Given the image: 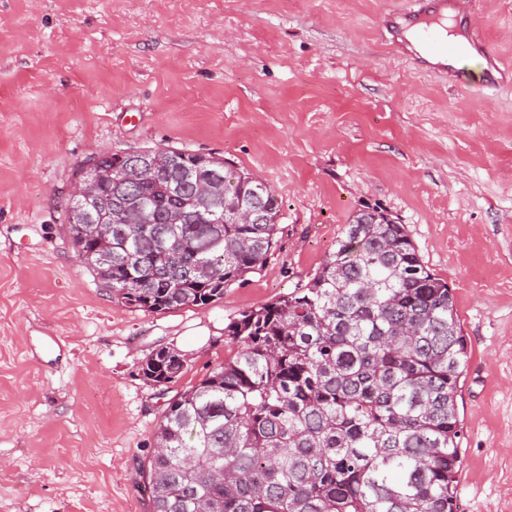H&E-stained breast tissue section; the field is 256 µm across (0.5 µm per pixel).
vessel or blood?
Segmentation results:
<instances>
[{
  "label": "vessel or blood",
  "instance_id": "b4317fda",
  "mask_svg": "<svg viewBox=\"0 0 512 512\" xmlns=\"http://www.w3.org/2000/svg\"><path fill=\"white\" fill-rule=\"evenodd\" d=\"M472 3L473 0H414L412 8L386 14L379 30L409 61L447 72L449 83L457 89L470 85L469 74L461 61L472 51L485 60L484 87L511 83L512 69L502 66L497 52L483 40L478 24H470L463 44L439 34L446 22L458 21L463 6Z\"/></svg>",
  "mask_w": 512,
  "mask_h": 512
}]
</instances>
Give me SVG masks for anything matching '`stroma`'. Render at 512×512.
I'll return each mask as SVG.
<instances>
[{"label": "stroma", "instance_id": "obj_1", "mask_svg": "<svg viewBox=\"0 0 512 512\" xmlns=\"http://www.w3.org/2000/svg\"><path fill=\"white\" fill-rule=\"evenodd\" d=\"M409 0H0V512H149L164 410L232 355L357 211L404 224L468 340L458 512H512V85L418 70L377 21ZM512 67V0H476ZM170 146L261 175L281 205L262 269L220 301H115L65 220L81 167ZM185 359L166 385L156 351ZM184 365L176 354L168 355L158 352L151 355L142 366L144 377L157 385H165L175 381L183 372Z\"/></svg>", "mask_w": 512, "mask_h": 512}]
</instances>
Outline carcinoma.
Instances as JSON below:
<instances>
[{
	"mask_svg": "<svg viewBox=\"0 0 512 512\" xmlns=\"http://www.w3.org/2000/svg\"><path fill=\"white\" fill-rule=\"evenodd\" d=\"M190 171L142 182L118 154L103 194L138 206L149 224L112 220L69 232L101 285L130 308L206 306L257 272L276 244L280 204L266 184L222 159L170 149ZM215 184L217 223L192 205L195 180ZM247 201L250 224L232 209ZM112 253V273L95 252ZM237 344L197 385L169 402L144 492L150 512H457L467 364L448 283L424 264L403 224L378 211L352 216L308 278L228 326ZM184 365L158 352L142 366L157 385Z\"/></svg>",
	"mask_w": 512,
	"mask_h": 512,
	"instance_id": "carcinoma-1",
	"label": "carcinoma"
}]
</instances>
